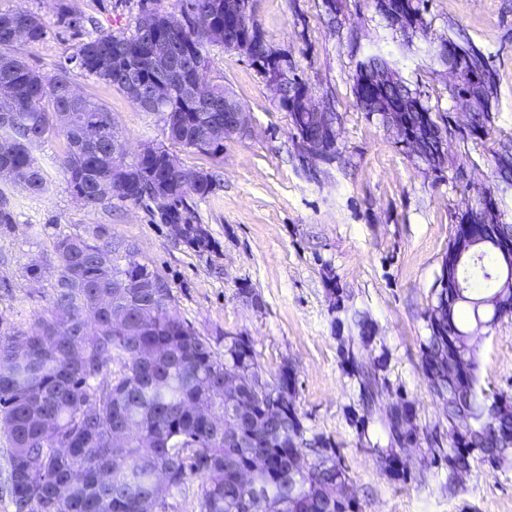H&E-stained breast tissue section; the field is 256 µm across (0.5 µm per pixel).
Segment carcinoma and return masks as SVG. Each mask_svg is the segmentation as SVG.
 Segmentation results:
<instances>
[{"label":"carcinoma","mask_w":512,"mask_h":512,"mask_svg":"<svg viewBox=\"0 0 512 512\" xmlns=\"http://www.w3.org/2000/svg\"><path fill=\"white\" fill-rule=\"evenodd\" d=\"M158 40L184 53L193 46L199 56L183 60L184 82L167 85L154 112L165 115L167 139L197 153L218 157L224 153V102L235 111L241 106L222 85L200 86L191 91L189 73L204 65V45L219 39L224 28V0H182L184 25L175 29L170 14L146 9ZM139 23L129 33H99L84 41L76 54L66 58L50 77L42 75L14 52L25 42L35 43L45 35L42 18L24 11L0 10V81L18 87L11 102V119L0 120V170L14 173L10 184L32 195L46 191V181L32 146L51 135H62L66 151L60 167L73 193L95 206L112 196L131 202L149 199L162 210L168 224H183L179 209L189 195L206 196L211 190L207 174L194 183L180 181L170 170L171 154L160 144H147L124 172L117 171L124 159L112 156L115 132L107 109L80 98L71 112H60L59 95L70 84L69 65L119 90L112 65L102 62L134 54L139 44ZM462 49L485 69L491 94L479 112L488 111L496 79L482 52L472 45ZM137 80L154 85L156 73L148 58L136 61ZM499 181L512 186V147L495 153ZM56 276L52 305L26 330L0 336V427L8 436L10 476L6 490L16 512H140L145 494L166 497L193 478L201 481L200 512H262L259 501L250 511L242 507L245 490L236 473L251 465L261 471L259 495L282 501L286 512H358L354 496L339 500L336 482H349L340 462L317 473L294 471L295 451L310 462L326 453L336 456L332 444L315 435H304L296 405L295 377L286 369L263 378V383L244 385L240 396L251 401L240 416L241 435L234 444L216 438L206 419L196 413L194 379L217 386L224 384V367L260 368L251 340L245 336L224 337V351L190 324L171 313L170 289L146 265L134 258V246L105 236L94 227L84 235H68L53 245ZM125 255L126 264L117 263ZM499 257L491 245L476 248L459 265L457 278L462 291L433 292L431 304L446 307L438 330L429 329L422 347V368L429 384L440 376L432 362L448 358V336L463 338L482 323L501 321L490 302L502 290ZM122 282L135 289L130 297H114ZM348 328L358 331V340L368 344L372 325L358 313ZM26 351H16L18 343ZM145 350L152 364L140 362L134 350ZM472 376L458 382L459 400L448 403V416L461 407L475 420L462 440L448 447L431 449L445 461L448 473L472 466L476 460L512 453V396L497 406L479 384L478 352H469ZM348 374L359 385L361 413L351 422L364 432L373 416L375 397L388 388L381 375L384 359L356 364L342 356ZM112 370V382L98 377ZM46 421L55 434L42 432ZM123 424L131 434L123 448L112 447V430ZM111 463L106 477L99 466ZM67 483L66 500L52 508L56 487Z\"/></svg>","instance_id":"carcinoma-1"}]
</instances>
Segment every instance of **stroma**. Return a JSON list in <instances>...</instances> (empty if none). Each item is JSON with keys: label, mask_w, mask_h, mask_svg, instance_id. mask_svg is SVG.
Wrapping results in <instances>:
<instances>
[{"label": "stroma", "mask_w": 512, "mask_h": 512, "mask_svg": "<svg viewBox=\"0 0 512 512\" xmlns=\"http://www.w3.org/2000/svg\"><path fill=\"white\" fill-rule=\"evenodd\" d=\"M340 5L333 24L323 0L252 4L266 39L287 53L315 102L338 116L337 153L329 162L304 157L265 79L245 55L223 45L206 44L204 77L224 85L250 122L245 133L225 138L218 158L168 144L161 113L141 111L122 91L71 68L72 84L110 112L127 161L146 144L165 143L185 168L209 175L210 193L187 198L185 206L210 245L202 251L187 245L147 200L85 206L59 167L66 141L52 137L33 148L46 193L5 189L13 221L0 224V335L27 329L50 308L53 239L100 226L134 244L137 260L170 289L173 315L204 336L249 337L266 374L293 372L305 435L323 436L335 447L359 512H512V463L497 469L477 463L452 482L445 463L423 446L409 451L407 475L400 478L383 469L374 450L387 443L378 417L400 393L412 402L419 431H447L444 406L423 374L421 349L450 229L489 190L503 221L512 224V188L498 190L493 158L502 145L512 146V0H427L424 36L391 28L373 0ZM146 7L180 12L178 0H0L2 10L42 17L43 39L15 51L48 76L76 52L86 31H128ZM73 14L81 29L65 27ZM448 39L484 53L498 97L489 108L487 139H449L445 168L430 175L390 131L366 117L353 77L366 57L381 56L437 117L463 121L438 58ZM333 281L340 294L330 290ZM355 312L367 316L374 331L361 354L384 356L389 385L363 439L350 422L358 384L341 362L338 342ZM476 345L482 388L512 396V317Z\"/></svg>", "instance_id": "35a3bbf8"}]
</instances>
